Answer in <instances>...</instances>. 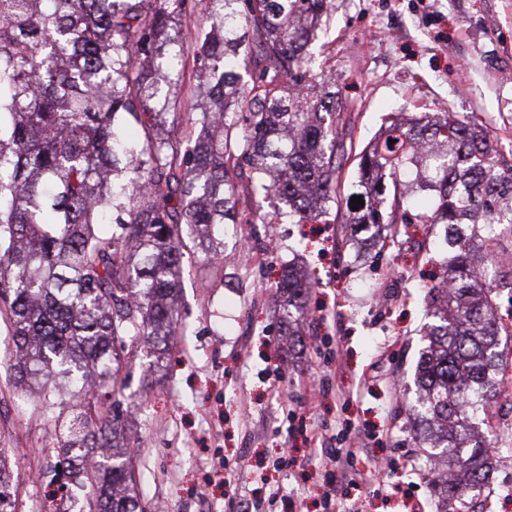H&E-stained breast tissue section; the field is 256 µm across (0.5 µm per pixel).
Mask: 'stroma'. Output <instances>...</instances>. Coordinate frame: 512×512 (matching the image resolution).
<instances>
[{
    "instance_id": "35a3bbf8",
    "label": "stroma",
    "mask_w": 512,
    "mask_h": 512,
    "mask_svg": "<svg viewBox=\"0 0 512 512\" xmlns=\"http://www.w3.org/2000/svg\"><path fill=\"white\" fill-rule=\"evenodd\" d=\"M327 28L309 46L314 72L347 111L352 148L343 187L326 217L267 224L275 199L245 192L254 224L224 227V279L200 256L185 264L180 312L187 327L164 359L140 352L120 368L117 407L142 440L133 465L145 512H231L230 500L262 512H406L420 501L437 512L426 452L408 407L414 373L433 319L425 286L438 267L429 227L398 243L345 224L356 155L390 117L452 111L486 126L512 150V0H331ZM315 279L302 333L289 336L277 285L288 261ZM11 329L0 321V438L14 448V512L45 504L52 478L43 455L56 442L50 421L33 414L15 382ZM277 372L287 397L274 394ZM345 438L335 449L310 445L303 428ZM484 434L496 448L492 482L473 512H512V409L496 404ZM289 451L291 465L272 464ZM223 458L234 478L226 497L213 474Z\"/></svg>"
}]
</instances>
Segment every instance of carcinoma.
I'll return each instance as SVG.
<instances>
[{
  "label": "carcinoma",
  "instance_id": "carcinoma-1",
  "mask_svg": "<svg viewBox=\"0 0 512 512\" xmlns=\"http://www.w3.org/2000/svg\"><path fill=\"white\" fill-rule=\"evenodd\" d=\"M329 2L0 0V317L18 383L61 431L46 454L58 489L90 494L89 512H143L110 388L125 356L184 332L185 251L224 278V225L257 223L247 184L298 223L338 196L344 134L323 122L335 95L316 91L307 58ZM191 14L196 37L181 26ZM190 56L199 118L183 121ZM409 186L433 207L406 205ZM353 187L376 200L348 210L354 231L443 225L416 415L439 498L463 506L494 475L474 420L502 391L494 309L512 293V154L485 127L425 112L358 155ZM280 288L291 326L312 283L288 269ZM10 453L0 448V512L12 508Z\"/></svg>",
  "mask_w": 512,
  "mask_h": 512
}]
</instances>
